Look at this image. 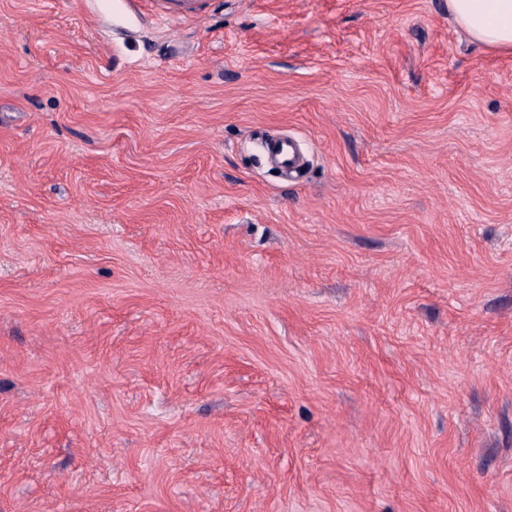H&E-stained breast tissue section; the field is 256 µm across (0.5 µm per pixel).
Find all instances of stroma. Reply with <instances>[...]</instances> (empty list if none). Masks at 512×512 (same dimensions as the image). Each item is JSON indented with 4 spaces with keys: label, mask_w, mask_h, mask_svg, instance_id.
<instances>
[{
    "label": "stroma",
    "mask_w": 512,
    "mask_h": 512,
    "mask_svg": "<svg viewBox=\"0 0 512 512\" xmlns=\"http://www.w3.org/2000/svg\"><path fill=\"white\" fill-rule=\"evenodd\" d=\"M0 512H512V54L0 0ZM267 150L272 161L288 175L301 165V156L291 140L272 141L267 145Z\"/></svg>",
    "instance_id": "35a3bbf8"
}]
</instances>
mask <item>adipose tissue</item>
Here are the masks:
<instances>
[{
	"instance_id": "adipose-tissue-1",
	"label": "adipose tissue",
	"mask_w": 512,
	"mask_h": 512,
	"mask_svg": "<svg viewBox=\"0 0 512 512\" xmlns=\"http://www.w3.org/2000/svg\"><path fill=\"white\" fill-rule=\"evenodd\" d=\"M448 12L473 42L512 53V0H448Z\"/></svg>"
}]
</instances>
